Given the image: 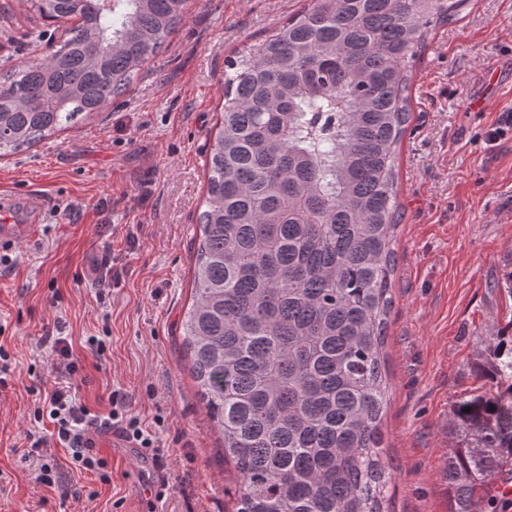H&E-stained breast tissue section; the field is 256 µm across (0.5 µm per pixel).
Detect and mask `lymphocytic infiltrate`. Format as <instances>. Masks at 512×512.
I'll use <instances>...</instances> for the list:
<instances>
[{"label": "lymphocytic infiltrate", "mask_w": 512, "mask_h": 512, "mask_svg": "<svg viewBox=\"0 0 512 512\" xmlns=\"http://www.w3.org/2000/svg\"><path fill=\"white\" fill-rule=\"evenodd\" d=\"M55 354L52 368L59 384L43 398L38 399L33 411L35 427L24 434L26 457H33L40 449L54 445L64 448L68 463L80 472L108 481L107 461L96 450L100 437L118 432L127 442L141 448L143 455L160 460L165 451L151 431L135 414L126 395L113 391L108 395L106 411L91 409L73 393L79 372L78 359L66 337L51 339Z\"/></svg>", "instance_id": "f902f5d3"}]
</instances>
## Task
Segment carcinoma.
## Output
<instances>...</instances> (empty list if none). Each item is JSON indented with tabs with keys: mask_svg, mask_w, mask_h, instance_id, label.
<instances>
[{
	"mask_svg": "<svg viewBox=\"0 0 512 512\" xmlns=\"http://www.w3.org/2000/svg\"><path fill=\"white\" fill-rule=\"evenodd\" d=\"M186 3L35 0L41 18L78 23L51 60L0 74V156L105 111ZM465 4L313 0L227 65L181 336L236 512H390L396 150L416 57ZM479 340L493 391L449 419L448 512H495L492 484L512 470V336Z\"/></svg>",
	"mask_w": 512,
	"mask_h": 512,
	"instance_id": "cac0c4a2",
	"label": "carcinoma"
}]
</instances>
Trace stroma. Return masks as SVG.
Returning <instances> with one entry per match:
<instances>
[{
	"instance_id": "35a3bbf8",
	"label": "stroma",
	"mask_w": 512,
	"mask_h": 512,
	"mask_svg": "<svg viewBox=\"0 0 512 512\" xmlns=\"http://www.w3.org/2000/svg\"><path fill=\"white\" fill-rule=\"evenodd\" d=\"M311 0H188L163 48L106 112L0 158V191L36 243L8 250L0 276V344L13 378L0 388V512H234L224 461L190 375L180 334L206 197V160L224 106V70ZM73 20L41 19L31 0H0V63L46 60ZM498 84L487 91L489 72ZM412 118L397 150L393 307L385 343L390 402L383 420L393 512H448V420L458 399L486 390L477 339L512 335L502 260L512 251V0H471L439 27L416 63ZM72 341L88 405L127 395L168 454L163 499L135 459L98 451L111 483L64 470L62 485L33 477L20 434L34 389L49 392L42 338ZM104 339L95 358L87 337Z\"/></svg>"
}]
</instances>
